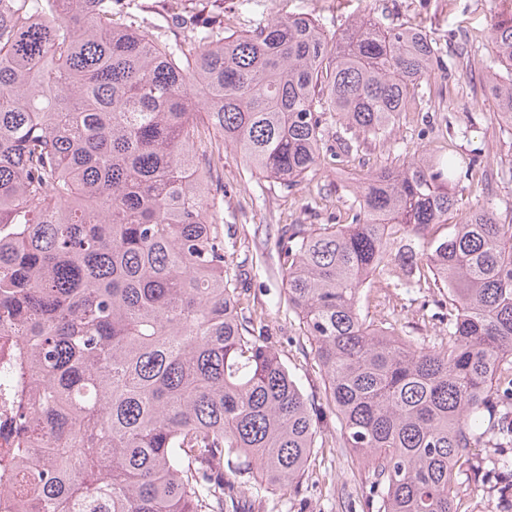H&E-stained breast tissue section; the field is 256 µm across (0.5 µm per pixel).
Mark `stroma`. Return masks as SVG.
I'll return each instance as SVG.
<instances>
[{
	"label": "stroma",
	"mask_w": 512,
	"mask_h": 512,
	"mask_svg": "<svg viewBox=\"0 0 512 512\" xmlns=\"http://www.w3.org/2000/svg\"><path fill=\"white\" fill-rule=\"evenodd\" d=\"M228 32L250 30L258 20L302 16L318 21L327 33L343 28L350 17L365 14L380 26H416L431 38L438 63L418 87L417 111L396 118L390 137L366 140L349 161L309 174L293 188L250 173L239 155L225 150L223 166L214 168L219 183L214 208L224 235L236 247L229 266H246L250 311L262 313L272 345L299 379L304 394L321 402L325 379L309 342L299 340V320L289 311L273 253L282 224H331L344 219L363 167L399 165L454 148L477 154L491 173L487 185H454L462 211L476 200L497 210L512 208V128L499 118L487 91L495 60L489 0H220ZM438 291L411 293L379 288L367 312L374 321H397L416 342L430 345L446 336L447 323L424 316L423 305ZM367 470L346 448H317L299 488L256 489L245 485L248 512H372ZM497 485L472 471L459 478L460 512H501Z\"/></svg>",
	"instance_id": "1"
}]
</instances>
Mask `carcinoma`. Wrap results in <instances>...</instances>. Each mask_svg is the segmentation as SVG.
<instances>
[{"mask_svg":"<svg viewBox=\"0 0 512 512\" xmlns=\"http://www.w3.org/2000/svg\"><path fill=\"white\" fill-rule=\"evenodd\" d=\"M117 0H0V336L36 378L10 424L41 512H246L241 488L297 486L319 443L365 464L377 512H457L475 449L512 446V217L455 224L478 157L370 168L344 224H282L286 302L323 372L303 393L241 308L234 244L210 211L230 147L292 188L342 163L333 112L365 139L415 101L436 57L418 29L367 18L339 35L275 18L224 35L199 0L171 43ZM491 0L512 121V14ZM441 288L448 336L416 345L363 314L375 286ZM45 448L26 463L28 446ZM326 118V129L328 132V145L332 146L336 149V151H340V148L343 146V141H350L351 138L354 140L355 135H353L354 131L346 130L345 126H342L338 122H336V116H334L333 112H327Z\"/></svg>","mask_w":512,"mask_h":512,"instance_id":"1","label":"carcinoma"}]
</instances>
